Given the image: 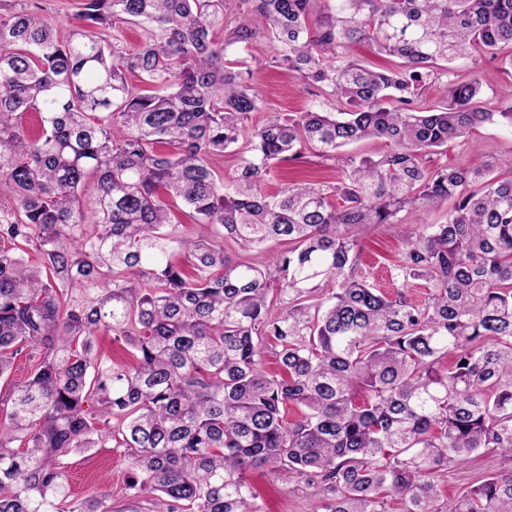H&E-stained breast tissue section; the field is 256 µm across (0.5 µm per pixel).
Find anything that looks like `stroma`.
Masks as SVG:
<instances>
[{"instance_id": "1", "label": "stroma", "mask_w": 512, "mask_h": 512, "mask_svg": "<svg viewBox=\"0 0 512 512\" xmlns=\"http://www.w3.org/2000/svg\"><path fill=\"white\" fill-rule=\"evenodd\" d=\"M275 45L267 37H256L237 53L252 71V85L262 100V109L253 113V123H263L270 115L295 114L309 108L329 109L330 104L319 90L304 84L286 69L274 66ZM512 149V133L495 124L474 127L466 139L449 142L446 151L434 161L448 166L475 168L484 164L489 154ZM340 162L324 161L313 155L284 162L271 170L265 188L277 192L286 183L310 179L333 186L342 179ZM398 227L381 224L365 229L361 239L360 273L369 283L380 285L388 294H395L387 270L397 260ZM67 476V489L71 500H82L106 491L112 496L114 512H123L129 502L127 477L129 460L117 448L80 450L62 460ZM512 471V460L496 453H480L465 462L449 467L440 483L441 493L452 499L478 480L502 472ZM254 486L270 512H323L321 500L313 491L292 493L274 475L252 471Z\"/></svg>"}]
</instances>
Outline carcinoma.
<instances>
[{
  "label": "carcinoma",
  "instance_id": "1",
  "mask_svg": "<svg viewBox=\"0 0 512 512\" xmlns=\"http://www.w3.org/2000/svg\"><path fill=\"white\" fill-rule=\"evenodd\" d=\"M241 2L221 40L226 0H79L65 36L24 8L0 20V184L13 197L0 208V378L24 349L39 354L0 398V512H112L105 491L67 502L62 466L109 443L155 512H265L257 468L315 489L323 512H512V473L453 500L439 486L475 453L512 457V177L433 164L477 125L512 129V83L492 112L477 72L453 68L499 56L512 76V0ZM129 23L150 31L133 53L103 37ZM259 34L334 111L246 126L261 101L230 53ZM361 43L398 63L352 58ZM431 83L435 107L422 102ZM373 138L390 149L342 157L339 208L316 183L265 191L275 163ZM241 139L226 179L212 160ZM450 198L445 222L401 234L394 277L432 282L426 303L359 275L368 225ZM173 201L196 236L169 232ZM216 226L243 251L290 247L262 267L234 261ZM74 283L95 294L71 303ZM101 332L126 337L136 364L104 363Z\"/></svg>",
  "mask_w": 512,
  "mask_h": 512
}]
</instances>
